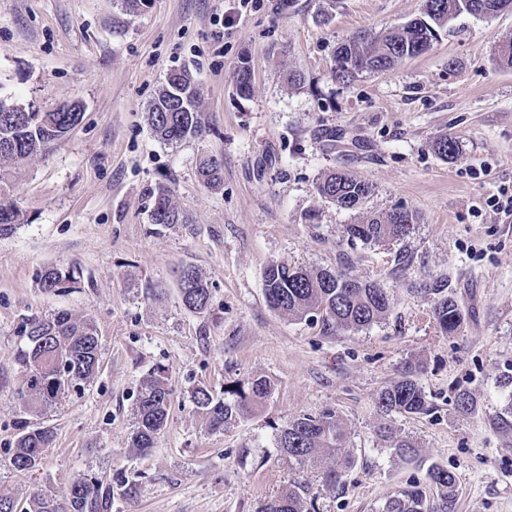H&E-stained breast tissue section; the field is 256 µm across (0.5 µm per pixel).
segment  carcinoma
I'll use <instances>...</instances> for the list:
<instances>
[{"instance_id": "1", "label": "carcinoma", "mask_w": 512, "mask_h": 512, "mask_svg": "<svg viewBox=\"0 0 512 512\" xmlns=\"http://www.w3.org/2000/svg\"><path fill=\"white\" fill-rule=\"evenodd\" d=\"M503 0H424L420 17L392 29L373 33L361 32L345 41L336 52L335 78L353 81L362 72H382L395 63L424 54L437 40L439 31L448 21L462 14L492 16L500 12ZM237 95L250 97L252 82L248 67H238L235 80ZM200 91L191 74L184 70L171 71L148 111V121L155 135L173 144L201 132L199 118ZM11 104L0 100V159L20 162L47 152L77 125L79 112H10ZM438 155L448 158L459 152L458 142L443 136L435 143ZM222 160L210 155L203 157L197 172L204 185L216 188L221 183ZM325 201L343 210L359 208L371 192V187L352 176L333 171L317 185ZM20 219V211L9 199L0 196V235L10 233ZM151 220L155 224H177L180 214L173 204L170 191L159 186L153 193ZM416 217L405 226L395 223L394 212L374 217L363 224H348L347 239L363 243L382 244L401 241L414 229ZM266 300L275 311L303 319L321 315L328 330L336 328L359 330L372 325L390 308L388 292L381 285L351 277L340 271L326 269H292L272 262L263 272ZM80 282L77 270L51 266L40 275L41 287L48 292L67 291ZM184 307L196 313L207 311L211 289L208 281L191 266L181 269L178 280ZM439 298L433 315L440 329L453 332L462 323L457 301L437 288ZM19 335L25 339L17 351L15 365L26 385L15 389L17 399H26V408L51 405L78 391L100 367L101 345L95 327L88 320L58 313L50 318H25L19 325ZM270 393L265 379L237 381L226 386L224 396L217 397L205 386L192 392L196 411L209 428L220 431L236 420L253 415ZM171 390L164 377L154 375L146 380L136 405L137 424L130 438V447L144 451L154 446L157 435L165 427ZM383 416L393 413L424 414L432 410L414 376L408 374L384 388L376 398ZM380 436L392 441V450L405 457L416 451L408 440L395 436L388 423L379 428ZM54 435L48 428H35L19 433L12 443L10 462L18 472H30L52 447ZM276 447L301 466L314 464L321 455L336 456V463L348 461L344 455L346 430L334 412L302 415L287 421L277 429ZM436 498L426 503V496L416 485L398 491L386 501L381 512H453L458 493V477L451 471L434 466L428 473ZM303 486L291 485L267 501L262 512H304ZM26 512H112V486L96 476L75 480L69 498L60 503L42 492L24 502Z\"/></svg>"}]
</instances>
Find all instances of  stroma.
Returning <instances> with one entry per match:
<instances>
[{
    "mask_svg": "<svg viewBox=\"0 0 512 512\" xmlns=\"http://www.w3.org/2000/svg\"><path fill=\"white\" fill-rule=\"evenodd\" d=\"M0 0V98L44 112L73 101L81 122L47 154L7 164L22 213L0 237V496L68 497L75 478L112 486V512H261L289 483L305 484V512H378L397 490L429 488L440 466L459 478L455 512H512V216L487 199L512 189V69L494 50L512 38V12L464 15L432 47L389 70L345 83L335 53L362 31L419 15L422 0ZM249 99L237 97L241 62ZM201 89V134L159 140L148 107L166 74ZM305 81L292 86L287 71ZM449 135L451 159L434 143ZM219 156L220 187L198 179ZM368 182L355 210L325 201L329 170ZM166 185L179 224H153ZM401 207L417 217L404 240L350 242L348 224ZM272 262L338 270L380 283L391 308L357 330L326 331L320 316L273 311L263 271ZM76 266L79 288L53 293L48 266ZM212 288L203 314L181 303L180 268ZM458 300L459 329L443 333L435 289ZM90 320L101 341L97 374L58 405L20 409L14 355L22 318L58 312ZM412 367L431 414L391 424L417 453L400 458L378 434V392ZM162 371L172 391L154 448L129 441L142 383ZM263 378L272 392L249 419L210 431L192 392L220 393ZM469 391L472 412L454 406ZM331 410L347 431L350 463L328 492L335 458L299 467L274 443L276 427ZM55 435L40 464L20 473L9 447L22 428Z\"/></svg>",
    "mask_w": 512,
    "mask_h": 512,
    "instance_id": "obj_1",
    "label": "stroma"
}]
</instances>
